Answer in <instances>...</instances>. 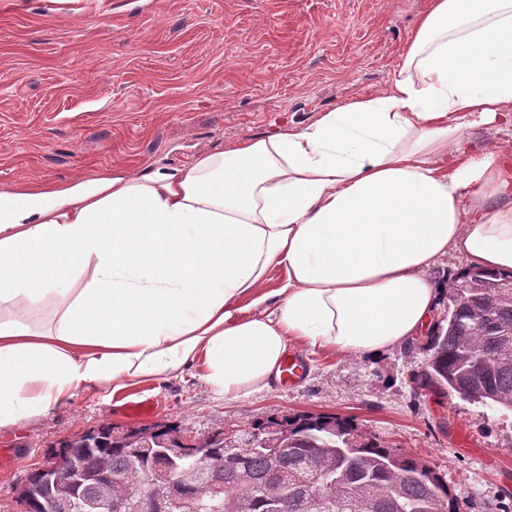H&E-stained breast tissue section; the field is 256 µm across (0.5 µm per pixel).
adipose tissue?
Returning a JSON list of instances; mask_svg holds the SVG:
<instances>
[{"mask_svg": "<svg viewBox=\"0 0 512 512\" xmlns=\"http://www.w3.org/2000/svg\"><path fill=\"white\" fill-rule=\"evenodd\" d=\"M496 122L512 0H432L388 86L308 126L0 195V429L190 366L239 399L296 344L377 357L421 335L439 260L512 272V150L473 138Z\"/></svg>", "mask_w": 512, "mask_h": 512, "instance_id": "ef3b65f1", "label": "adipose tissue"}]
</instances>
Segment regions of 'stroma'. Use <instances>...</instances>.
Listing matches in <instances>:
<instances>
[{"label": "stroma", "mask_w": 512, "mask_h": 512, "mask_svg": "<svg viewBox=\"0 0 512 512\" xmlns=\"http://www.w3.org/2000/svg\"><path fill=\"white\" fill-rule=\"evenodd\" d=\"M430 0H0V194L62 189L304 127L379 93ZM422 338L373 359L303 347L295 387L238 400L188 368L112 398L78 393L48 417L0 429V512L61 442L109 425L178 424L198 439L257 416L335 414L423 459L460 512L512 506V411L414 396ZM151 399L145 418L124 415Z\"/></svg>", "instance_id": "stroma-1"}]
</instances>
